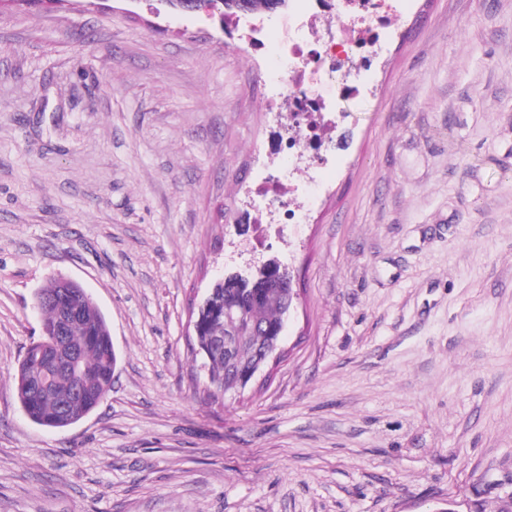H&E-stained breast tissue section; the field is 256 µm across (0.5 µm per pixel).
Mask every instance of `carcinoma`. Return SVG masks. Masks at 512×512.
<instances>
[{"instance_id": "obj_1", "label": "carcinoma", "mask_w": 512, "mask_h": 512, "mask_svg": "<svg viewBox=\"0 0 512 512\" xmlns=\"http://www.w3.org/2000/svg\"><path fill=\"white\" fill-rule=\"evenodd\" d=\"M228 0H199L198 10L224 11V19L238 9L226 5ZM46 302L40 310L42 325L52 329L60 311L77 307L80 318L71 324L67 342L79 358V377L67 370H55L47 375L46 388L31 392L29 378L35 368L52 355L48 336L42 335L27 348L14 374V386L21 409L29 419L46 428L69 427L90 412L112 389L117 367V353L109 325L90 296L77 284L61 288L51 280L41 288ZM293 288L284 280L270 278L259 283H244L228 275L217 280L209 291L210 305L193 313L196 347L208 368L209 378L204 392L215 398L238 386L239 374L255 362L257 345L270 338L274 328L283 322L288 298ZM239 306L249 323L239 336L235 359L224 358V304Z\"/></svg>"}]
</instances>
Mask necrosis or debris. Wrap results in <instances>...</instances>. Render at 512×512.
Masks as SVG:
<instances>
[{"label": "necrosis or debris", "mask_w": 512, "mask_h": 512, "mask_svg": "<svg viewBox=\"0 0 512 512\" xmlns=\"http://www.w3.org/2000/svg\"><path fill=\"white\" fill-rule=\"evenodd\" d=\"M301 19L288 33L278 25H251L248 38L258 52L279 62L274 85L283 94L288 132L272 147L291 160L319 151L336 130L330 118V98L345 99L360 92L368 80L373 55L392 26L387 0H294ZM335 25L328 37L318 26ZM294 185L283 178H266L252 192L279 214V224H300L304 209L293 200Z\"/></svg>", "instance_id": "1"}]
</instances>
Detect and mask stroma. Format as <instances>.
Returning <instances> with one entry per match:
<instances>
[{
	"label": "stroma",
	"mask_w": 512,
	"mask_h": 512,
	"mask_svg": "<svg viewBox=\"0 0 512 512\" xmlns=\"http://www.w3.org/2000/svg\"><path fill=\"white\" fill-rule=\"evenodd\" d=\"M305 223L254 246L275 61L163 0H0V512H498L512 498V0H391ZM293 270L280 353L206 400L191 308ZM79 283L118 354L61 430L12 375Z\"/></svg>",
	"instance_id": "1"
}]
</instances>
